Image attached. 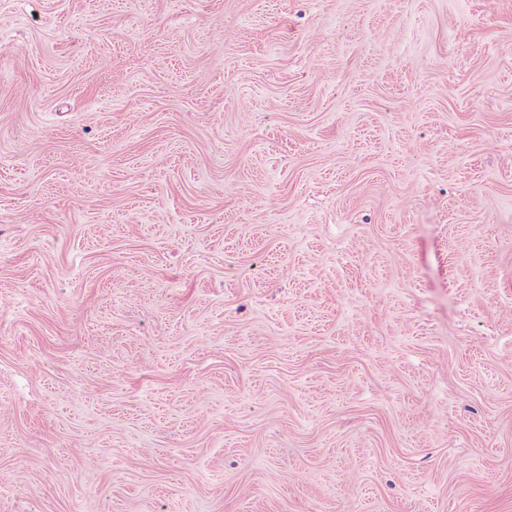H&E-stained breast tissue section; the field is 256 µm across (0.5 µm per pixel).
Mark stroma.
I'll use <instances>...</instances> for the list:
<instances>
[{"label": "stroma", "instance_id": "obj_1", "mask_svg": "<svg viewBox=\"0 0 512 512\" xmlns=\"http://www.w3.org/2000/svg\"><path fill=\"white\" fill-rule=\"evenodd\" d=\"M0 512H512V0H0Z\"/></svg>", "mask_w": 512, "mask_h": 512}]
</instances>
